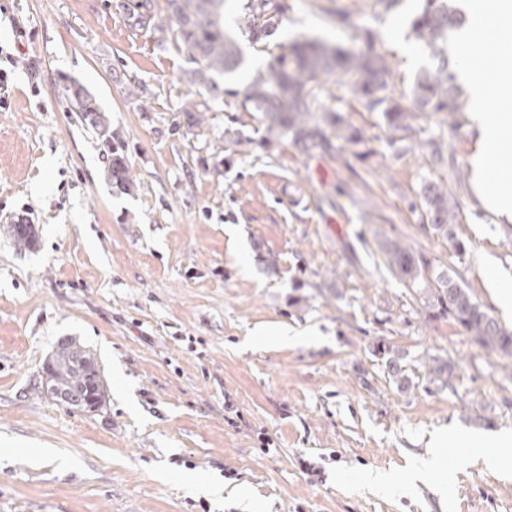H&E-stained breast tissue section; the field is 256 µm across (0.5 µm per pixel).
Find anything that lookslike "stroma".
<instances>
[{"label": "stroma", "instance_id": "obj_1", "mask_svg": "<svg viewBox=\"0 0 512 512\" xmlns=\"http://www.w3.org/2000/svg\"><path fill=\"white\" fill-rule=\"evenodd\" d=\"M136 2L0 0V47L13 55L0 88V512H512L505 358L441 312L432 279L406 283L383 256L386 242L411 245L512 329L484 273L490 262L512 279V222L426 145L444 133L469 174V112L453 130L447 113L416 112L403 154L382 113L331 81L315 117L338 113L364 141L304 153L266 144L237 96L282 48L350 50L369 29L392 69L389 97L406 101L434 66L412 33L420 0H281L266 48L240 28L242 0H225L243 62L218 96L189 82L167 0L140 18ZM74 81L110 118L131 193L112 188L108 148L67 111ZM430 183L453 188L465 253L423 222ZM17 222L33 226L32 248L15 244ZM69 341L96 359L98 411L38 391ZM382 344L402 355L403 381ZM436 362L452 374L436 379ZM442 430L477 450H440L435 471L407 481ZM376 470L402 480L377 490L365 479ZM217 477L218 499L205 492Z\"/></svg>", "mask_w": 512, "mask_h": 512}]
</instances>
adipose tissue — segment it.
<instances>
[{
  "mask_svg": "<svg viewBox=\"0 0 512 512\" xmlns=\"http://www.w3.org/2000/svg\"><path fill=\"white\" fill-rule=\"evenodd\" d=\"M463 9L467 21L457 31L456 43L491 39L496 46V80H486L485 58H467L464 68L463 82L478 130L475 176L480 184L492 187L485 205L512 222V170L503 164L501 152L512 140V0H495L490 8L482 0H468Z\"/></svg>",
  "mask_w": 512,
  "mask_h": 512,
  "instance_id": "ef3b65f1",
  "label": "adipose tissue"
}]
</instances>
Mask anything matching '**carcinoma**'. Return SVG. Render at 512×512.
<instances>
[{
  "instance_id": "carcinoma-1",
  "label": "carcinoma",
  "mask_w": 512,
  "mask_h": 512,
  "mask_svg": "<svg viewBox=\"0 0 512 512\" xmlns=\"http://www.w3.org/2000/svg\"><path fill=\"white\" fill-rule=\"evenodd\" d=\"M176 32L191 51V61L197 67L189 70L190 81L220 93L215 77L234 71L240 64L236 42L220 24L224 0H169ZM245 33L253 44L268 43L282 23L284 7L280 0H245L243 4ZM465 23V16L453 6V0H423L422 10L413 22V32L424 49L435 61V67L420 74L414 84V104L422 110L448 113L451 128H456V116L466 108L461 101L456 76L448 55L452 33ZM374 34L364 31L363 47L358 50L331 48L318 42L292 46L273 57L267 66L257 71L243 91L240 105L259 112L265 125L267 142L291 141L302 151L319 148L332 150L334 141L358 144L361 132L345 124L331 112L322 120L315 119L309 86L323 85V79L342 77L349 81L352 93L365 101L366 106L382 112L389 130L391 143L405 149V142L414 138L410 107L385 95L392 78L386 58L373 51ZM64 96L69 111L77 112L97 130L106 145H111L112 126L89 91L79 83L65 86ZM108 177L116 188L124 191L134 187L123 155L112 150ZM426 213L432 228L443 234L459 253L465 243L455 231L458 203L446 186L430 184L423 188ZM15 241L31 246L35 231L29 225H13ZM386 263L399 277L417 282L427 262L407 244L393 241L384 249ZM438 302L448 318L463 329L480 347L512 358V330H506L491 317L453 277L440 273L436 276ZM71 349V344L59 346L55 353V374L82 392L89 384L85 374L87 362Z\"/></svg>"
}]
</instances>
